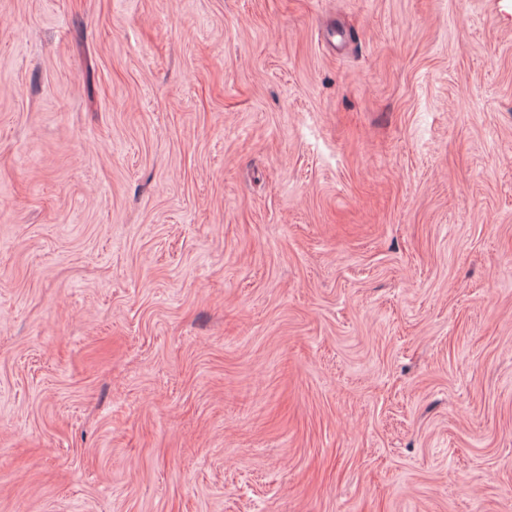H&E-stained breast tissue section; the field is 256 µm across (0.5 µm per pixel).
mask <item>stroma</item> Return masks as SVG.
Returning a JSON list of instances; mask_svg holds the SVG:
<instances>
[{
    "instance_id": "1",
    "label": "stroma",
    "mask_w": 512,
    "mask_h": 512,
    "mask_svg": "<svg viewBox=\"0 0 512 512\" xmlns=\"http://www.w3.org/2000/svg\"><path fill=\"white\" fill-rule=\"evenodd\" d=\"M0 512H512V0H0Z\"/></svg>"
}]
</instances>
